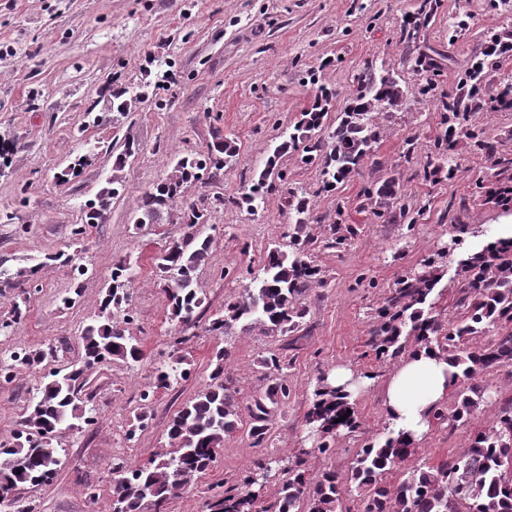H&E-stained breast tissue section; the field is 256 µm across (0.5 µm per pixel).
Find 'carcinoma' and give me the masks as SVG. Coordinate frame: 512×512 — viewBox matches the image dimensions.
Returning a JSON list of instances; mask_svg holds the SVG:
<instances>
[{
    "mask_svg": "<svg viewBox=\"0 0 512 512\" xmlns=\"http://www.w3.org/2000/svg\"><path fill=\"white\" fill-rule=\"evenodd\" d=\"M441 0H418L409 19L403 21L401 37L409 50V61L417 76L413 87L402 83L390 68L369 65L356 74L347 105L336 126L325 125L326 105L336 91L319 88L314 102L300 113L299 120L282 136L267 158L257 180L229 203L254 215L264 207L266 194L275 182H284L288 170L282 158L294 155L305 165L315 164L322 176L318 191L334 192L361 174L363 164L373 159L371 178L363 189L362 208L388 223L403 224L411 231L423 210L403 200L398 165L375 158V146L387 123L409 98L433 104L441 115V131L425 151L422 179L431 186L451 178L458 169L457 146L461 140L488 165L493 187L482 194L483 203L512 214V153H506L498 138L473 124L480 112L512 108V25L493 34L478 56L461 73L456 91H439L436 77L443 70L442 54L420 44V30L434 19ZM127 90H112L110 111L96 113L92 126L117 124L131 112L135 99ZM237 155L235 142L219 133L207 150L193 158L178 160L146 192L133 218L141 230L157 224L172 203L187 189L213 177L230 166ZM96 200L79 205V215L71 228V244L82 243L88 229L104 220L111 200L123 188L117 175L108 181ZM290 230L283 240L269 248L253 286L224 304L211 316L206 331L224 335L236 324L245 328L259 325L271 336L300 331L306 315L304 296L313 286L327 285L325 271L313 259L317 245L341 250L361 232L358 224L344 223V205L336 203V220L313 231L305 193L288 189ZM184 232L173 238L154 256V264L166 283L168 315L188 328L196 324L205 296L197 288V275L207 262L213 238L204 233L206 209L190 202L181 209ZM458 235L451 247H442L425 258L420 266L395 281L375 310L369 346L379 358L398 360L419 345L435 346L448 356L456 369L458 403L451 412L438 409L434 419L451 426L467 422L494 393L482 383L481 375L491 369L512 366V237L498 238L480 248L464 245L461 235L479 236L467 224L455 225ZM458 254L453 305L459 316L453 322L442 319L437 309L436 286L445 275L448 250ZM70 268L79 295L78 279L88 270L81 252H58L47 257ZM44 262L20 266L10 274L6 286L20 288L9 315L0 318V332H13L26 317L33 292L39 291L38 273ZM139 274V260L122 258L112 265L110 286L97 312L81 328V354L77 361L54 368L40 376L32 401L26 406L20 428L0 439V512H33L24 506L21 490L28 484L45 482L60 470L65 449L62 434L94 424L90 399L82 398L86 373L107 360L139 363L144 351L130 335L134 321L131 285ZM477 336L491 340L481 346L471 344ZM187 337L177 338L168 360L155 366L151 382L140 393L137 412L124 432L125 443L136 441L137 433L150 418L154 395L173 390L185 379L186 357L181 355ZM58 357L49 345L35 350L13 351L0 358V378L10 381L22 369L35 372ZM227 350L219 348L212 357L209 382L173 418L168 431L169 447L147 462L129 465L118 458L112 463L111 512H146L151 501L154 512H167L177 497L198 476L216 462L224 447V436L242 423L239 389L224 376ZM268 382L265 397L247 407L252 446L260 447L269 438L266 401L286 403L291 393L285 362L277 355L261 361ZM350 394L328 385L327 377H317L312 401L305 416L306 426L317 435V449L332 451L337 433L357 426ZM345 417L340 422L338 418ZM415 453V444L403 433L387 429L383 439L371 442L353 461L346 477L326 470L315 479L303 468L304 452L285 457L262 454L254 471L270 468L279 473V489L272 499L263 498L266 484L249 475L239 484L224 487L210 496L208 512H341L346 493L357 492L366 500L364 512H512V406H504L492 424L475 432L469 448L438 465L412 471L397 485H389L385 475Z\"/></svg>",
    "mask_w": 512,
    "mask_h": 512,
    "instance_id": "1",
    "label": "carcinoma"
}]
</instances>
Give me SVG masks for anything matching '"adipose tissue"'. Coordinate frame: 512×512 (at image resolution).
Returning <instances> with one entry per match:
<instances>
[{
	"label": "adipose tissue",
	"mask_w": 512,
	"mask_h": 512,
	"mask_svg": "<svg viewBox=\"0 0 512 512\" xmlns=\"http://www.w3.org/2000/svg\"><path fill=\"white\" fill-rule=\"evenodd\" d=\"M454 367L437 349L410 350L390 372L381 394L386 419L395 431L422 440L434 411L454 389Z\"/></svg>",
	"instance_id": "obj_1"
}]
</instances>
